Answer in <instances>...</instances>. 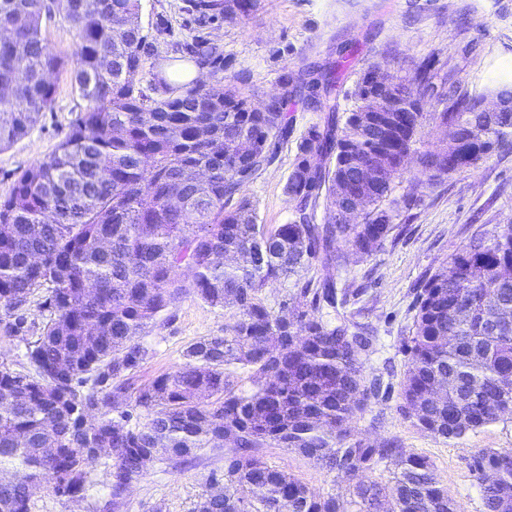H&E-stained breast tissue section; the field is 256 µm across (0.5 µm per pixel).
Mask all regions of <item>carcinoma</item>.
I'll list each match as a JSON object with an SVG mask.
<instances>
[{
    "instance_id": "carcinoma-1",
    "label": "carcinoma",
    "mask_w": 512,
    "mask_h": 512,
    "mask_svg": "<svg viewBox=\"0 0 512 512\" xmlns=\"http://www.w3.org/2000/svg\"><path fill=\"white\" fill-rule=\"evenodd\" d=\"M202 16L248 14L254 0H189ZM75 30V87L83 110L56 150L25 170L0 200V339L18 343L0 355V512H32L37 494L63 499L77 512H121L126 487L155 465L175 468L197 453L225 450L224 470L204 481L194 512H461L427 459L395 441L366 446L350 423L379 397L382 382L366 378L362 352L370 339L336 311V282L306 278L314 263L340 268L381 248L414 195L405 181L430 188L451 176L448 150L470 123L477 142L460 166L477 167L512 153V109L482 111V99L460 90L425 59L392 91L375 82L378 63L344 87L352 53L307 81L283 79L285 95L255 108L236 77L205 86L173 87L155 75L157 97L140 74L152 44L141 25V0H0V147L25 135L51 107L50 74L65 66L42 37L55 13ZM404 96L414 106L406 123L376 155L379 176L351 188L375 151L358 137L391 123L367 111V97ZM302 95L326 113L297 144L284 193L286 224L257 222L243 188L288 140L284 106ZM351 108L338 114V97ZM441 137L421 150L424 128ZM415 149L428 160L417 171L386 167L393 153ZM210 170L194 186L183 173ZM360 203L363 223L342 221ZM41 253L44 269L30 265ZM240 256L224 264V254ZM512 224L461 249L425 282L407 343L402 384L417 426L460 440L512 405ZM273 278L293 280L292 317L262 298ZM41 319L28 320L32 297ZM231 309L224 335L190 344L182 366L138 385L148 357L142 337L181 298ZM305 340H292V337ZM245 375L248 390L237 388ZM438 387L448 388L432 403ZM365 392L362 404L350 393ZM97 414L95 422L87 412ZM296 451L352 483L350 498L319 494L268 466L258 451ZM106 459L110 497L90 499L92 465ZM384 465L388 484L358 476ZM472 467L483 486L485 512H512V449L474 448Z\"/></svg>"
}]
</instances>
